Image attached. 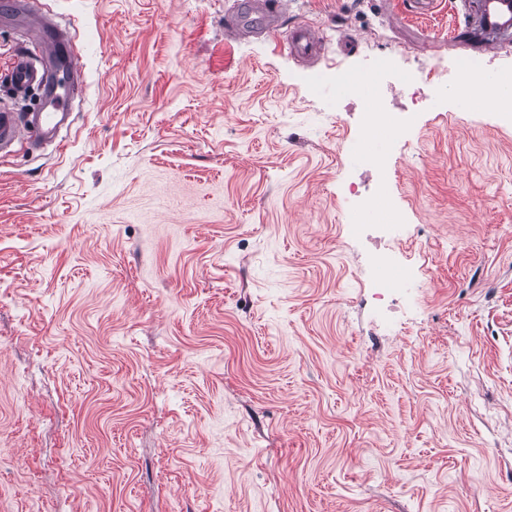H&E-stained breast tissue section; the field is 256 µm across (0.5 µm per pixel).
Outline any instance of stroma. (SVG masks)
<instances>
[{
	"instance_id": "obj_1",
	"label": "stroma",
	"mask_w": 512,
	"mask_h": 512,
	"mask_svg": "<svg viewBox=\"0 0 512 512\" xmlns=\"http://www.w3.org/2000/svg\"><path fill=\"white\" fill-rule=\"evenodd\" d=\"M231 6L49 4L85 96L58 150L0 154V512H512V122L457 106L460 0H291L314 64L225 43ZM23 46L0 17V108ZM381 56L439 75L413 154L356 170L336 78Z\"/></svg>"
}]
</instances>
